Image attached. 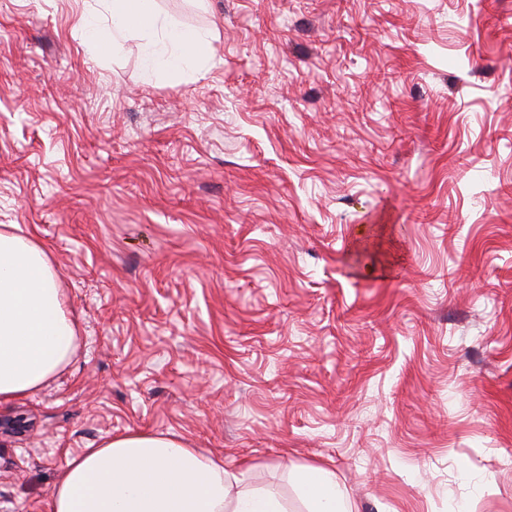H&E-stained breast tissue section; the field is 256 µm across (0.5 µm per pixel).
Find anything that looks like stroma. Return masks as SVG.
I'll list each match as a JSON object with an SVG mask.
<instances>
[{
  "label": "stroma",
  "instance_id": "35a3bbf8",
  "mask_svg": "<svg viewBox=\"0 0 512 512\" xmlns=\"http://www.w3.org/2000/svg\"><path fill=\"white\" fill-rule=\"evenodd\" d=\"M211 60L0 0V225L47 252L70 362L0 403V512L170 436L303 504L512 512V0H157ZM288 480L298 491L303 512H352L347 496L329 469L321 466L291 469Z\"/></svg>",
  "mask_w": 512,
  "mask_h": 512
}]
</instances>
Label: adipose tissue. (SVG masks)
<instances>
[{"instance_id":"obj_1","label":"adipose tissue","mask_w":512,"mask_h":512,"mask_svg":"<svg viewBox=\"0 0 512 512\" xmlns=\"http://www.w3.org/2000/svg\"><path fill=\"white\" fill-rule=\"evenodd\" d=\"M110 26L82 16L78 32L97 52L138 39L142 66L176 73L207 62L206 33L161 17L156 0H107ZM75 321L43 248L0 229V401L31 394L64 367L77 344ZM245 474L201 459L172 438L132 432L84 449L61 469L50 512H288L270 489L245 488ZM304 512H352L324 467L288 472Z\"/></svg>"}]
</instances>
